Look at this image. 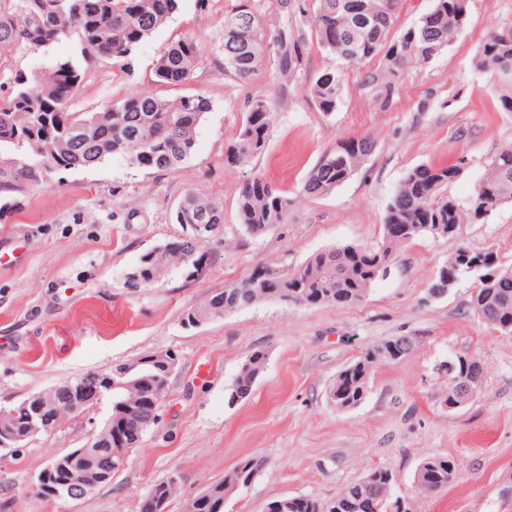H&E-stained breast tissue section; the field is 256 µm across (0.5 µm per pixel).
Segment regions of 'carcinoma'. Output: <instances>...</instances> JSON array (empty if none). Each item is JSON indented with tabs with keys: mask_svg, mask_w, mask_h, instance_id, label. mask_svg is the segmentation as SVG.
Here are the masks:
<instances>
[{
	"mask_svg": "<svg viewBox=\"0 0 512 512\" xmlns=\"http://www.w3.org/2000/svg\"><path fill=\"white\" fill-rule=\"evenodd\" d=\"M350 11L336 12V0H315L310 32L318 47L332 61L310 86V94L318 109L326 114L336 110L343 86L341 72L334 61L359 66L376 57L383 60L378 73H368L365 84L376 89L382 107H387L395 90L394 80L411 63H427L437 57L467 24L468 18L448 19L456 0H433L429 10L412 24L417 36L392 54L387 47L401 41L391 31L406 0H342ZM179 0H0V64L21 50L42 54L45 61L26 72L18 69L0 90V145L8 144L22 151L30 162L4 172L3 186L35 169L45 172L96 166L112 156L123 158L132 168L169 172L182 167L195 146L196 128L212 110L210 98L202 93L161 97L136 90L92 112H73L71 103L84 79V64L93 58L112 59L122 63L124 71L134 73V57L141 43L152 36L163 23L160 16L172 17ZM374 14L370 25L361 26L353 12ZM65 39L76 42L78 56L51 54L52 48ZM217 48L224 58V73L241 83H249L262 66L270 49L266 24L253 0H239L234 11L224 18V28ZM201 44L186 33L171 39L153 61L155 82L180 87L190 79L200 58ZM357 57H352V54ZM478 70L490 75L499 107L512 112V25L494 28L480 44L475 55ZM274 115L270 100L253 96L248 104L239 132L224 149V164L244 166L262 154L269 143ZM88 124L84 142L69 136V129L79 123ZM373 147L367 137L350 138L348 145L324 154L308 171L301 193L305 197L325 195L349 179L369 155ZM466 156L454 164H422L410 169L401 180L387 206L381 236L373 245L349 243L333 246L312 254L299 267L278 270L254 269L241 281L224 287L200 309L188 311L183 323L192 326L194 319L222 317L258 303L277 300L294 305L348 306L361 302L376 279L390 267L381 266L385 258L395 260L398 252L415 239L438 236L448 239L450 226L484 221L492 209L512 201V147L507 146L491 157L484 178L466 203L460 204L444 192L457 179ZM484 192L494 198L490 208L480 214L474 207L477 195ZM293 204L281 189L263 177H255L238 190L237 208L241 229L260 238L273 226L288 220ZM175 221L183 225L184 234L155 253H143L133 266L126 283L130 288L156 284L172 267L184 276L200 267L206 252L201 243L224 223V211L216 202L186 193L179 203ZM196 224L209 228L199 233ZM495 278L487 284L472 286L470 306L474 314L491 328L512 332V264L497 260ZM415 343L409 336H397L368 348L355 361L336 374L329 397L336 409L359 405L366 397L371 373L381 362H396L409 356ZM266 353L252 352L242 364L229 403L246 399L266 364ZM131 371L122 378L129 390L112 401L110 417L119 415L120 402L135 404L133 387L140 385L143 397H165L171 373V362L150 354L130 364ZM434 370L448 378L445 405L459 402L462 384L481 388L486 368L470 356L456 358L455 367L439 363ZM49 400L47 425L53 430L68 418L67 412L55 414L71 399L68 383L44 392ZM9 424L20 437L25 436L27 408L19 403L6 409ZM132 434H144L155 424L157 416L149 403H144L124 416ZM110 448H90L73 462L74 467L97 474H115ZM260 461L240 460L224 475V480L208 487L202 495L200 512H224L220 507L233 489L249 487ZM420 476L414 479L421 493H438L458 477L454 460L434 454L421 463ZM179 485L163 480L151 486L148 496L173 498ZM400 498L388 469L376 467L358 481L343 486L336 496L324 504L305 497L300 512H395Z\"/></svg>",
	"mask_w": 512,
	"mask_h": 512,
	"instance_id": "cac0c4a2",
	"label": "carcinoma"
}]
</instances>
